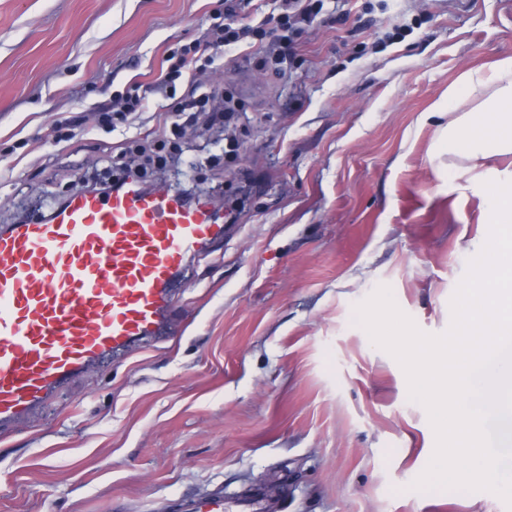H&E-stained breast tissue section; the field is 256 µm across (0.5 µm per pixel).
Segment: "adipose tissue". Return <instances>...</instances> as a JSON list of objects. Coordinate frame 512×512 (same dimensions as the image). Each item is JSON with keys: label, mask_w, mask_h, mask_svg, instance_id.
Instances as JSON below:
<instances>
[{"label": "adipose tissue", "mask_w": 512, "mask_h": 512, "mask_svg": "<svg viewBox=\"0 0 512 512\" xmlns=\"http://www.w3.org/2000/svg\"><path fill=\"white\" fill-rule=\"evenodd\" d=\"M470 110H462L464 102ZM447 123L436 131V152L449 166L484 167L512 156V55L499 59L490 72L464 74L438 108Z\"/></svg>", "instance_id": "adipose-tissue-1"}]
</instances>
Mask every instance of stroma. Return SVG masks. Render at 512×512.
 <instances>
[{
    "label": "stroma",
    "instance_id": "obj_1",
    "mask_svg": "<svg viewBox=\"0 0 512 512\" xmlns=\"http://www.w3.org/2000/svg\"><path fill=\"white\" fill-rule=\"evenodd\" d=\"M224 0H0V225L48 214L71 174L112 173L175 105L169 45ZM408 25L405 38L392 39ZM512 55V0H326L283 71L226 53L242 109L187 131L158 178L240 199L232 235L173 301V334L89 370L46 416L0 433V512H183L265 492L278 512H512L489 491L411 490L436 436L398 361L354 321L381 285L424 333L482 249L484 185L432 155L422 112ZM132 83L146 108L95 127ZM71 129L55 142L56 125Z\"/></svg>",
    "mask_w": 512,
    "mask_h": 512
}]
</instances>
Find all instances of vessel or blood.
Wrapping results in <instances>:
<instances>
[{
  "instance_id": "1",
  "label": "vessel or blood",
  "mask_w": 512,
  "mask_h": 512,
  "mask_svg": "<svg viewBox=\"0 0 512 512\" xmlns=\"http://www.w3.org/2000/svg\"><path fill=\"white\" fill-rule=\"evenodd\" d=\"M229 230L208 203L133 182L0 226V433L95 365L165 340L183 276ZM186 510L228 512L220 493Z\"/></svg>"
}]
</instances>
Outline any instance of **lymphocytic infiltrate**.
Masks as SVG:
<instances>
[{"label": "lymphocytic infiltrate", "instance_id": "lymphocytic-infiltrate-1", "mask_svg": "<svg viewBox=\"0 0 512 512\" xmlns=\"http://www.w3.org/2000/svg\"><path fill=\"white\" fill-rule=\"evenodd\" d=\"M323 6V0H273L271 12L263 14L256 23L242 25L237 21L240 0H224L223 10L211 14L202 40L168 50L162 87H175L181 79L186 80L187 86L177 108L160 113L157 139L131 141L119 157L120 176L103 180L80 175L77 185L83 190L107 194L122 187L127 179L145 181L148 166H164L168 155L177 150V139L186 126L202 123L224 127L233 119L236 104L231 95L216 96L205 81L206 74L216 69L223 50L234 51L249 41L263 40L267 43L266 63L279 65L285 50L292 48L296 37L314 23ZM143 100L139 85H132L98 109L97 121L110 127L132 121L143 111Z\"/></svg>", "mask_w": 512, "mask_h": 512}]
</instances>
